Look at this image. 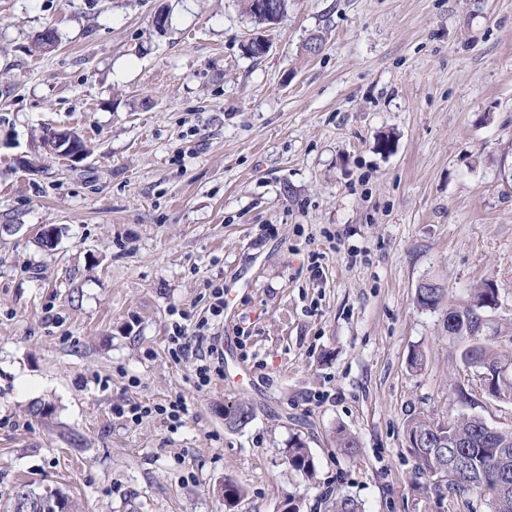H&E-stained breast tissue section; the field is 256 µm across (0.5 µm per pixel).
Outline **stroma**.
<instances>
[{
  "instance_id": "1",
  "label": "stroma",
  "mask_w": 512,
  "mask_h": 512,
  "mask_svg": "<svg viewBox=\"0 0 512 512\" xmlns=\"http://www.w3.org/2000/svg\"><path fill=\"white\" fill-rule=\"evenodd\" d=\"M254 31L239 0H0V512L26 484L77 512H226L228 479L233 512H327L332 490L491 512L417 474L406 426L512 429L448 334L493 284L480 341L512 359V0H288L259 58ZM48 127L87 158L44 153ZM178 322L213 349L208 387L172 354ZM178 395L179 427L123 414ZM242 401L251 422L227 427ZM297 436L313 478L283 460Z\"/></svg>"
}]
</instances>
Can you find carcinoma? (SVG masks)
<instances>
[{
    "label": "carcinoma",
    "instance_id": "carcinoma-1",
    "mask_svg": "<svg viewBox=\"0 0 512 512\" xmlns=\"http://www.w3.org/2000/svg\"><path fill=\"white\" fill-rule=\"evenodd\" d=\"M487 288L473 289V305L464 309H451L458 318V337L472 340V345L463 353V359L477 362L484 372L506 367V372L497 377L492 394L496 398L512 399V363L503 361L491 348L478 342L486 322L477 313L486 307ZM253 418L252 407L241 402L224 411L227 425L245 427ZM488 424L474 414L460 413L452 419V425L428 419H417L407 426L406 436L420 441V446L411 448L417 473L434 477L444 459L435 455L433 449L440 446L453 454L458 448L469 453L473 460L468 470H457L450 474L452 488L458 491L484 492L491 496L492 512H512V430L494 429L487 433ZM285 463L292 470L311 475L315 471L314 457L306 442L296 438L285 451ZM330 512H362L359 502L341 493L327 497ZM10 512H56L53 501L46 498V491L29 489L27 499L12 503Z\"/></svg>",
    "mask_w": 512,
    "mask_h": 512
}]
</instances>
